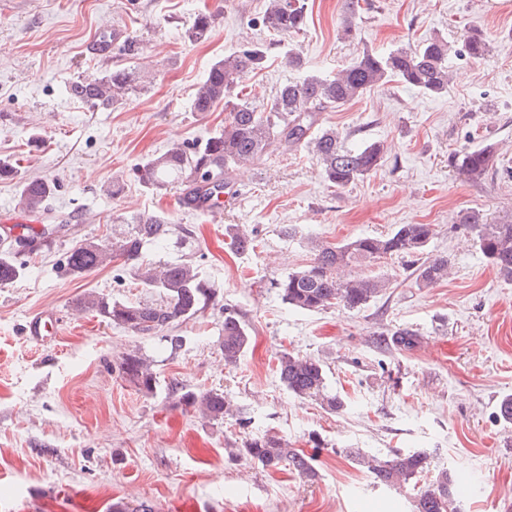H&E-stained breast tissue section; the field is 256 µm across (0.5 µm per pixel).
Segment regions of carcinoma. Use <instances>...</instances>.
<instances>
[{
    "mask_svg": "<svg viewBox=\"0 0 512 512\" xmlns=\"http://www.w3.org/2000/svg\"><path fill=\"white\" fill-rule=\"evenodd\" d=\"M305 0H270L261 20L262 26L274 36L293 35L306 24ZM212 19L207 13L195 16L185 38L202 42L210 37ZM464 52L474 60L489 54L485 34L474 28L463 41ZM450 45L443 38H433L410 49H397L387 54L364 51L335 75H306L300 80L283 83L270 105L256 110L240 99L238 88L243 77L261 68L266 58L262 44H252L240 51L217 59L198 85L191 103L194 112H209L222 103L229 108L224 129L193 148L176 143L164 153L145 161L139 169L140 179L155 191L183 185L182 201L211 202L218 207L221 196L231 189V173L243 164L254 163L272 148L277 150H311L330 186L343 190L361 180L381 163L384 146L371 143L351 149L333 129L318 126L319 115L339 108L364 93L396 79L409 88L428 95L448 89ZM137 90L136 72L118 67L104 74L85 76L71 82L67 93L93 107L107 109ZM494 147H465L448 157V166L464 182H478L493 166ZM56 190V183L41 178L21 184L18 204L24 210H39ZM128 223L133 232L115 242L86 241L75 245L66 257L68 272L82 277L106 265L112 259L135 270L147 288L158 291V298L138 303L112 301L88 294L80 308L94 312L112 325L132 333H150L185 320L196 314L212 298L210 288L190 262H163L156 266L141 262L147 244L167 240L172 227L166 217L136 214ZM460 223L474 235L484 256L500 278L512 281V221H490L480 212L469 211L460 216ZM230 245L240 253L257 247L256 238L231 225L226 229ZM435 236L431 224H400L384 236L357 237L344 243L321 242L313 246L314 258L305 267L273 281L282 302L300 310L316 312L340 307L360 310L378 297L387 287L382 277H354L345 269L355 263L371 262L385 257H404L424 253ZM39 250L35 240L18 237L15 243L0 249V286L13 283L22 267L16 263L18 253L32 254ZM419 287L432 286L448 278V257L428 256L414 270ZM421 336L417 331L398 328L391 333V342L399 350H411ZM250 344L245 322L237 311L224 308V363L237 364ZM276 372L289 393L310 398L331 411L343 407L342 400L327 391L326 371L320 360L303 357L288 350L276 356ZM119 375L145 395L157 390V378L147 360L136 352L125 353L117 365ZM171 393L179 402L197 407L212 420L234 415L231 400L224 393L210 390L201 394L180 393L176 385ZM238 454L264 468L286 463L312 480L317 476L312 461L288 441L265 434L238 449ZM357 465L373 475L377 482L404 486L410 482L425 483L415 496L414 512H457L455 481L446 470L431 474L426 453H396L382 459L360 449L351 451Z\"/></svg>",
    "mask_w": 512,
    "mask_h": 512,
    "instance_id": "carcinoma-1",
    "label": "carcinoma"
}]
</instances>
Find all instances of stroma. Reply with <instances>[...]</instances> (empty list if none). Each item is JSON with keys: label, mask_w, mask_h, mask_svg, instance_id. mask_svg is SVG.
<instances>
[{"label": "stroma", "mask_w": 512, "mask_h": 512, "mask_svg": "<svg viewBox=\"0 0 512 512\" xmlns=\"http://www.w3.org/2000/svg\"><path fill=\"white\" fill-rule=\"evenodd\" d=\"M348 3L306 0L304 30L272 41L264 69L246 75L252 106L290 78L289 48L299 49L304 72L325 77L362 51L435 36L457 50L447 92L393 81L321 113L322 126L350 147L384 143L382 165L338 192L306 149L278 150L234 171L235 199L213 215L180 206L182 187L149 190L137 169L172 141L193 146L223 129V106L195 112L192 96L216 59L263 39L268 0H0V158L18 170L0 181V225L21 212V180L43 178L57 190L37 217L58 231L53 247L24 256L21 276L0 286V512H110L116 501H145L154 512H413V487L377 484L348 457L351 448L427 452L434 466L471 477L460 512H512V424L498 417L512 396V283L459 222L471 210L512 219V0H360L358 35L347 40ZM202 11L212 35L188 41ZM117 26L137 40L136 54L85 55L92 37ZM474 27L491 41L480 61L460 52ZM129 65L140 67L141 88L111 109L66 92L81 77ZM485 144L495 148L489 174L456 179L449 153ZM139 213L165 214L174 226L168 242L146 247L145 261H191L216 291L175 328L182 343L174 351L161 333L77 311L88 293L152 298L121 261L80 278L64 270L73 246L122 237ZM230 224L254 232L256 249L233 253ZM400 224L434 226L427 252L448 257L446 281L418 287L412 257L361 263L352 274L386 278L388 288L360 310L318 312L288 307L272 285L309 264L311 240L384 235ZM228 307L251 335L234 366L222 353ZM43 311L55 315V333L38 344L26 326ZM403 327L422 337L413 350L385 341ZM284 349L324 364L340 410L288 393L276 373ZM131 351L151 360L154 395L113 371ZM174 383L224 392L240 420L182 409ZM266 433L315 456L317 479L229 456V444Z\"/></svg>", "instance_id": "1"}]
</instances>
